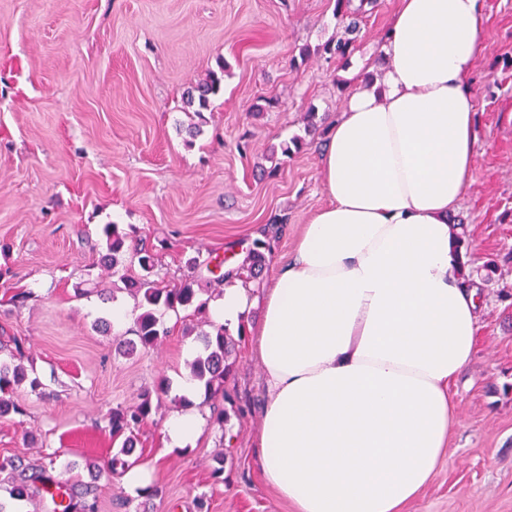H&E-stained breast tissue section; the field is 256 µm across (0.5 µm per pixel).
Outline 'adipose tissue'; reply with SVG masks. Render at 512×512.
I'll return each mask as SVG.
<instances>
[{
	"mask_svg": "<svg viewBox=\"0 0 512 512\" xmlns=\"http://www.w3.org/2000/svg\"><path fill=\"white\" fill-rule=\"evenodd\" d=\"M481 27L480 0H400L327 135V204L272 284L232 279L211 312L262 308L261 473L295 512H403L448 455L479 329L449 219L476 167Z\"/></svg>",
	"mask_w": 512,
	"mask_h": 512,
	"instance_id": "1",
	"label": "adipose tissue"
}]
</instances>
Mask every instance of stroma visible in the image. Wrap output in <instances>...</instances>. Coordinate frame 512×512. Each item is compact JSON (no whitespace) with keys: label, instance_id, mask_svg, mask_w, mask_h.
<instances>
[{"label":"stroma","instance_id":"35a3bbf8","mask_svg":"<svg viewBox=\"0 0 512 512\" xmlns=\"http://www.w3.org/2000/svg\"><path fill=\"white\" fill-rule=\"evenodd\" d=\"M398 6H365L342 63L321 50L344 34L335 0H0V363L27 373L5 394L15 410L0 418V459L52 455L56 480L96 486L99 512H292L261 476L253 337L234 333L223 396L195 403L182 393L200 350L185 311L158 309L167 336L117 353L122 331L103 321L141 309L98 263L103 227L154 247L158 279L175 284L197 254L244 258L280 217L264 238L273 281L327 202L325 136L364 68L382 65ZM482 12L477 168L458 210L480 336L455 383L449 460L406 512H512V0H482ZM218 68L223 94L184 108ZM162 378L167 396L121 454L107 412ZM191 407L199 433L164 451L168 423Z\"/></svg>","mask_w":512,"mask_h":512}]
</instances>
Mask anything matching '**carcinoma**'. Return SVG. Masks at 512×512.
<instances>
[{"mask_svg": "<svg viewBox=\"0 0 512 512\" xmlns=\"http://www.w3.org/2000/svg\"><path fill=\"white\" fill-rule=\"evenodd\" d=\"M352 0H335L334 15L340 22L346 23L345 29L350 37L338 38L323 46V52L340 60H348L354 39L352 36L360 30V12L351 10ZM222 91V77L215 72L197 83L183 99L187 107L194 105L204 108L210 98ZM107 254L104 263L112 269V275L119 277L133 297L141 299L143 312L138 316L133 329L134 338L119 344V350L125 355L133 354L137 349L149 350L155 347L167 335V330L155 315L157 309L193 308L194 315L205 316L206 302L199 299L202 289L198 287L197 270L209 264L200 257L188 261V274L179 283L168 286L152 279L155 269L154 254L142 246H134L132 251L137 257L142 274L130 277L123 273V253L126 244L125 236L118 232L117 226L110 224L104 229ZM266 242L257 240L254 247L247 251L243 263L237 269H229L221 273L216 283L221 285L234 272H249L250 277L260 276L265 255L262 249ZM202 352L194 359L192 369L194 377L205 383L206 391L212 396L224 395V384L231 375L234 366L232 338L228 337L224 325H211V330L202 331L198 335ZM27 378L24 368L17 364L10 368L0 364V394L14 385H19ZM168 393V384L159 380L153 389L144 391L137 402L124 407H116L109 413V424L112 436L118 438L127 431L147 420L154 409V400ZM8 473V481L12 484L11 495L18 498H29L33 495H44L45 489L53 484L48 475V466L44 463L25 465L11 459L0 461V473ZM51 512H97L96 489L90 484L60 483L57 495L50 497Z\"/></svg>", "mask_w": 512, "mask_h": 512, "instance_id": "cac0c4a2", "label": "carcinoma"}]
</instances>
